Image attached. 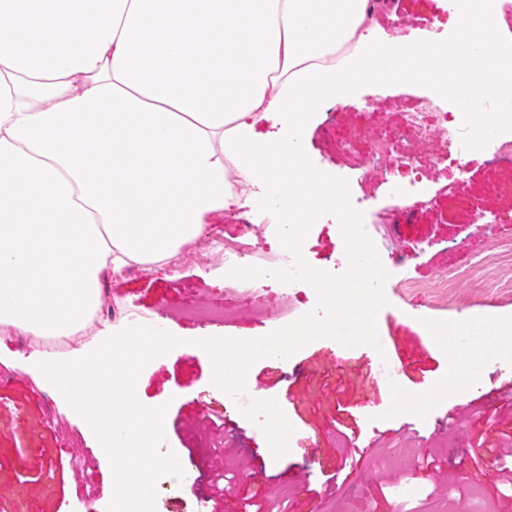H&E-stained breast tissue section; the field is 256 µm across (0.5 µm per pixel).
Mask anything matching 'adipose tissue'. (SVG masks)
<instances>
[{
    "label": "adipose tissue",
    "instance_id": "adipose-tissue-1",
    "mask_svg": "<svg viewBox=\"0 0 512 512\" xmlns=\"http://www.w3.org/2000/svg\"><path fill=\"white\" fill-rule=\"evenodd\" d=\"M373 0H0V323L63 336L103 280L163 265L232 205L228 170L313 223L345 195L300 141L363 83L420 85L478 135L512 113V41L470 0L448 42L377 35ZM277 119L272 141L260 121Z\"/></svg>",
    "mask_w": 512,
    "mask_h": 512
}]
</instances>
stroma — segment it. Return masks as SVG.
<instances>
[{
    "label": "stroma",
    "instance_id": "stroma-1",
    "mask_svg": "<svg viewBox=\"0 0 512 512\" xmlns=\"http://www.w3.org/2000/svg\"><path fill=\"white\" fill-rule=\"evenodd\" d=\"M397 13L433 20V36L448 40L455 24L446 0H393ZM419 86L364 85L346 102L321 112L303 146L322 171L348 179L356 170L324 152L332 128L347 135L365 124L399 126L401 112L425 96ZM430 195L399 226L379 225L373 242L383 263L404 256L385 287L389 311L377 326L380 348H337L318 339L290 358L257 361L247 393L274 399L294 428L289 450L265 456L267 440L235 401L213 388L210 366L174 351L146 366L138 397L168 404L166 446L185 475L160 479L156 512H196L214 497L213 512H512V364L483 363L462 385L449 386L451 364L430 327L453 326L482 311L512 320V171L490 175L486 152L468 149L461 165L421 160ZM489 206L485 225L472 223ZM337 221L318 219L303 245L313 267L342 272L346 258ZM227 280L213 249L199 244L177 270L131 268L107 279L102 299L115 302L111 324L158 319L182 336L226 334L253 339L269 328L240 304L228 305L226 326L184 318L191 301L217 298ZM22 334L0 339V512H78L87 476L100 489L99 512L112 498L111 467L82 420L28 371L34 350ZM386 358L395 381L378 367ZM435 466L426 467L424 457ZM246 475L236 493L215 498L217 470Z\"/></svg>",
    "mask_w": 512,
    "mask_h": 512
}]
</instances>
